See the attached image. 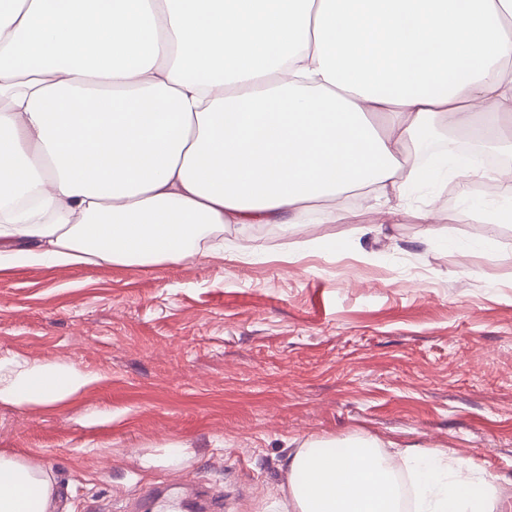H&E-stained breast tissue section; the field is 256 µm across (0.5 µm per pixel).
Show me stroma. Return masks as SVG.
I'll list each match as a JSON object with an SVG mask.
<instances>
[{"instance_id": "stroma-1", "label": "stroma", "mask_w": 512, "mask_h": 512, "mask_svg": "<svg viewBox=\"0 0 512 512\" xmlns=\"http://www.w3.org/2000/svg\"><path fill=\"white\" fill-rule=\"evenodd\" d=\"M460 202L439 179L396 214L371 200L265 240L225 225L261 259L0 270V369L91 378L60 403L0 404V455L51 480L55 512H124L186 473L223 512H292V439L367 435L472 460L512 502V219L458 224ZM172 442L188 454L168 464Z\"/></svg>"}]
</instances>
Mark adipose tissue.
<instances>
[{"mask_svg": "<svg viewBox=\"0 0 512 512\" xmlns=\"http://www.w3.org/2000/svg\"><path fill=\"white\" fill-rule=\"evenodd\" d=\"M0 10V269L220 255L228 224L341 219L448 170L470 223L479 169L436 120L504 143L512 0H10ZM87 376L15 362L0 403H55ZM415 512H494L470 461L411 446ZM297 512H396L380 442H303ZM52 490L0 457V512Z\"/></svg>", "mask_w": 512, "mask_h": 512, "instance_id": "adipose-tissue-1", "label": "adipose tissue"}]
</instances>
